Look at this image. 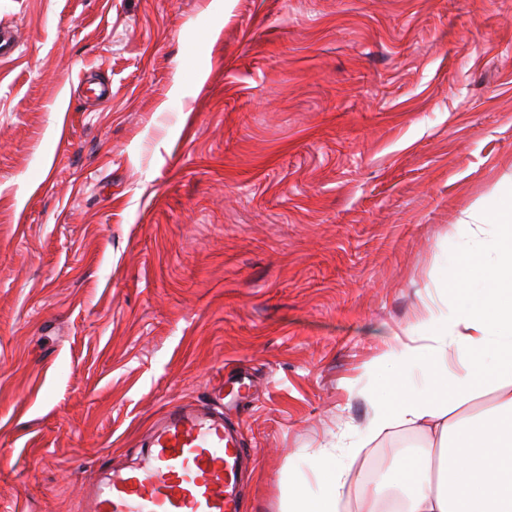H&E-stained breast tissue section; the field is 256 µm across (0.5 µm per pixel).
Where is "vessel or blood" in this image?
<instances>
[{
	"label": "vessel or blood",
	"mask_w": 512,
	"mask_h": 512,
	"mask_svg": "<svg viewBox=\"0 0 512 512\" xmlns=\"http://www.w3.org/2000/svg\"><path fill=\"white\" fill-rule=\"evenodd\" d=\"M223 406L219 396L168 409L136 465L87 489L86 512H245L238 486L247 451Z\"/></svg>",
	"instance_id": "vessel-or-blood-1"
}]
</instances>
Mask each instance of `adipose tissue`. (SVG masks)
<instances>
[{"instance_id":"obj_1","label":"adipose tissue","mask_w":512,"mask_h":512,"mask_svg":"<svg viewBox=\"0 0 512 512\" xmlns=\"http://www.w3.org/2000/svg\"><path fill=\"white\" fill-rule=\"evenodd\" d=\"M492 221L484 239L459 225L472 243L448 260L445 308L426 307L368 367L384 379L362 394L368 438L406 428L423 441L362 489L357 512L394 500L399 512H512V195ZM304 457L288 469L281 512H339L350 463L326 447Z\"/></svg>"}]
</instances>
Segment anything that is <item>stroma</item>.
<instances>
[{
    "label": "stroma",
    "instance_id": "35a3bbf8",
    "mask_svg": "<svg viewBox=\"0 0 512 512\" xmlns=\"http://www.w3.org/2000/svg\"><path fill=\"white\" fill-rule=\"evenodd\" d=\"M0 512H81L169 407L230 408L250 512L362 444L366 365L512 187V0H0ZM112 86L97 103L77 75Z\"/></svg>",
    "mask_w": 512,
    "mask_h": 512
}]
</instances>
